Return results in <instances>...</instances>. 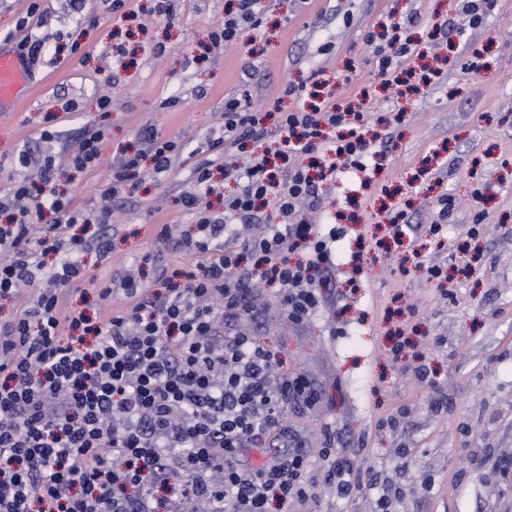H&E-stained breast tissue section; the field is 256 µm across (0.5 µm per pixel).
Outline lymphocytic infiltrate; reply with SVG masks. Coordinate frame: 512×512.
Returning <instances> with one entry per match:
<instances>
[{
	"label": "lymphocytic infiltrate",
	"instance_id": "1",
	"mask_svg": "<svg viewBox=\"0 0 512 512\" xmlns=\"http://www.w3.org/2000/svg\"><path fill=\"white\" fill-rule=\"evenodd\" d=\"M266 0H236L212 44L232 45L240 23L260 26ZM391 36L378 44L382 84L420 93L402 62L417 45L405 24L389 25ZM362 113L324 100L303 112L279 113L266 128L258 113L242 110L239 100L224 103V123L206 140L208 149L242 147L273 140L275 154L290 160L287 176L270 166L268 156H246L224 167L238 191L225 198L223 211L205 207L211 195V162L194 169L195 192L183 206L196 220L186 249L210 254L201 274L182 284L163 280L152 300L133 277L124 281L131 304L107 320L92 322L79 308L61 307L65 287L85 276L81 257L108 255L111 239L70 234L72 225L110 223L112 198L136 192L143 181V158L155 173L169 171L179 156L175 141L153 131L143 135L144 152L124 155L98 188L99 208H76L59 190L56 159H33L21 151L16 166L37 168V181L14 182L0 211V298L43 282L22 310L0 321V512H269L311 496L313 464L303 449L290 448L261 465L239 463L244 449L266 439L288 437L289 408L315 405L317 393L303 376L283 372L277 352L247 330L221 336L225 308L251 316L250 285L261 278L277 288L289 321L315 316L331 279L336 234L322 232L306 214L319 209L323 185L338 168L365 165L368 144L361 134ZM322 158L319 178H311L298 158ZM279 221L266 225L249 250L256 271L240 268L241 252L227 247L239 237L238 220L262 208ZM53 253L52 265L42 255ZM327 465L320 482L345 497L358 475L341 449L325 448ZM185 473L180 484L174 474Z\"/></svg>",
	"mask_w": 512,
	"mask_h": 512
}]
</instances>
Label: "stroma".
<instances>
[{
  "instance_id": "obj_1",
  "label": "stroma",
  "mask_w": 512,
  "mask_h": 512,
  "mask_svg": "<svg viewBox=\"0 0 512 512\" xmlns=\"http://www.w3.org/2000/svg\"><path fill=\"white\" fill-rule=\"evenodd\" d=\"M229 5L130 0L115 12L85 0L77 12L70 0H41L30 15V32L48 37L50 48L29 65L31 98L0 111V193L31 175L10 166L21 150L61 156L99 130V166L58 178L77 206L95 209L113 156L138 150L143 126L183 148L171 170L112 200V255H83L88 274L63 291V306H81L109 286L118 311L129 305L125 276L151 287L175 269L207 265L208 255L180 245L195 229L180 198L195 189L196 163L211 158L205 136L223 121L225 98L247 97L253 111L293 110L303 101L285 95L290 82L328 80L339 102L368 89L362 134L381 148L379 172L367 188L333 184L324 200L337 214V248L362 260L337 261L308 323L289 322L258 282L253 317L226 312L223 332L249 330L285 370L315 386L318 403L289 412V426L313 456L335 433L360 474L349 496L321 487L287 512H375L381 488L397 491L391 512H512V0H490L484 27L454 47L428 35L434 22L462 15V0H273L260 28L243 26L236 44L219 51L209 36L222 29ZM412 5L411 33L448 64L406 98L379 87L365 37ZM341 72L350 83L337 81ZM109 88L116 104L104 112L98 100ZM44 129L56 139L42 141ZM444 196L454 209L438 238L429 227ZM400 210L413 229L398 239L389 216ZM479 211L484 230L475 235ZM165 224L167 240L159 237ZM431 265L445 278H431ZM403 337L410 344L394 358ZM419 354L424 381L413 372Z\"/></svg>"
}]
</instances>
